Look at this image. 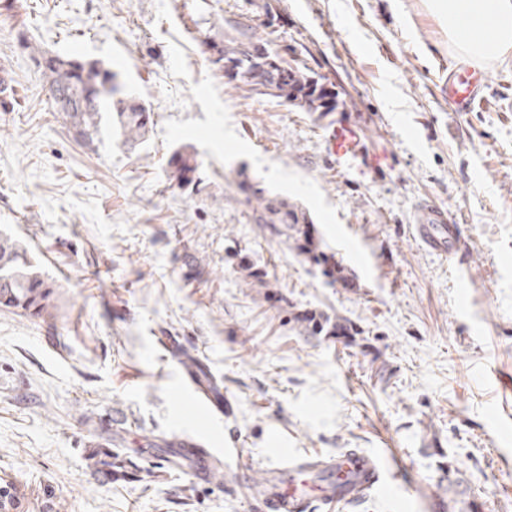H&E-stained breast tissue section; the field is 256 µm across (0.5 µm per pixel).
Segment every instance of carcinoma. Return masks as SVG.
I'll return each mask as SVG.
<instances>
[{
    "label": "carcinoma",
    "instance_id": "cac0c4a2",
    "mask_svg": "<svg viewBox=\"0 0 512 512\" xmlns=\"http://www.w3.org/2000/svg\"><path fill=\"white\" fill-rule=\"evenodd\" d=\"M212 63L218 69L232 64L239 69L230 78L233 88L266 95L306 112H332L336 93L315 79V72L303 60H288L279 52H268L258 45L232 38L222 44L208 43ZM35 67L46 78L53 102H62L76 134L88 141L99 131L103 118H115L125 143H139L153 123L151 110L124 92L117 73L97 61L63 57L46 51L31 55ZM174 177L182 185L193 182L198 169L194 154L176 152L170 160ZM258 220L264 224L309 223L305 214L287 203L274 204L260 193L254 194ZM0 308L17 310L32 319L54 317L55 285L20 243L0 232ZM89 467L107 478H136L112 448L98 445L88 453Z\"/></svg>",
    "mask_w": 512,
    "mask_h": 512
}]
</instances>
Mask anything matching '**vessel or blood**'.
Listing matches in <instances>:
<instances>
[{"instance_id": "1", "label": "vessel or blood", "mask_w": 512, "mask_h": 512, "mask_svg": "<svg viewBox=\"0 0 512 512\" xmlns=\"http://www.w3.org/2000/svg\"><path fill=\"white\" fill-rule=\"evenodd\" d=\"M489 80L479 69H464L448 82V103L456 112H470L482 102L480 89ZM417 233L437 255L454 256L463 246L460 225L445 209L425 205ZM389 489L379 459L367 452L348 449L334 456H308L287 460L267 470L265 485L253 488L265 512H338L342 505Z\"/></svg>"}]
</instances>
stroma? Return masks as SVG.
<instances>
[{
    "instance_id": "obj_1",
    "label": "stroma",
    "mask_w": 512,
    "mask_h": 512,
    "mask_svg": "<svg viewBox=\"0 0 512 512\" xmlns=\"http://www.w3.org/2000/svg\"><path fill=\"white\" fill-rule=\"evenodd\" d=\"M22 33L111 67L154 114L144 142L107 121L76 137ZM242 34L295 48L337 110L231 89L207 43ZM458 66L424 0H0V227L58 305L46 322L0 309L17 512H260L247 488L282 459L387 443L390 491L340 512H444L453 489L455 512H512V56L467 113L443 93ZM344 127L356 158L333 151ZM256 191L305 212L321 248L258 222ZM425 201L461 225L464 261L415 238ZM169 338L223 415L180 386ZM179 438L215 448L223 481L172 465ZM107 441L141 480L88 468ZM169 164L174 169L173 177L178 180L180 185L193 182L194 174L198 169V162L194 154L176 152L171 156Z\"/></svg>"
}]
</instances>
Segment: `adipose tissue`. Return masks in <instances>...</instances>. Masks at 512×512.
<instances>
[{
  "label": "adipose tissue",
  "instance_id": "adipose-tissue-1",
  "mask_svg": "<svg viewBox=\"0 0 512 512\" xmlns=\"http://www.w3.org/2000/svg\"><path fill=\"white\" fill-rule=\"evenodd\" d=\"M448 25V45L459 59L476 65L512 54V0H429Z\"/></svg>",
  "mask_w": 512,
  "mask_h": 512
}]
</instances>
